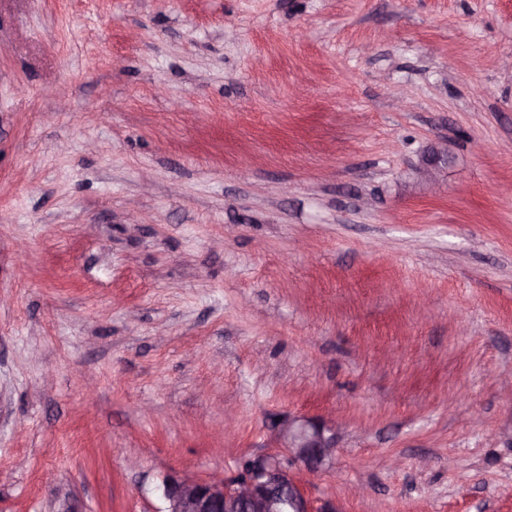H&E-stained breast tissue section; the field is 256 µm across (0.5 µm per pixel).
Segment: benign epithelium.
<instances>
[{"label":"benign epithelium","mask_w":512,"mask_h":512,"mask_svg":"<svg viewBox=\"0 0 512 512\" xmlns=\"http://www.w3.org/2000/svg\"><path fill=\"white\" fill-rule=\"evenodd\" d=\"M448 165V154L432 150L425 158L422 176L432 181ZM335 422L323 418L294 417L279 431L284 452L250 458L232 480L199 481L175 474L163 484V512H336L325 501L316 507L307 497L294 468L320 469L331 456L330 435Z\"/></svg>","instance_id":"benign-epithelium-1"}]
</instances>
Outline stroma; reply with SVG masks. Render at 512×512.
<instances>
[{"mask_svg":"<svg viewBox=\"0 0 512 512\" xmlns=\"http://www.w3.org/2000/svg\"><path fill=\"white\" fill-rule=\"evenodd\" d=\"M510 389L512 0H0V512L330 414L315 502L512 512Z\"/></svg>","mask_w":512,"mask_h":512,"instance_id":"stroma-1","label":"stroma"}]
</instances>
